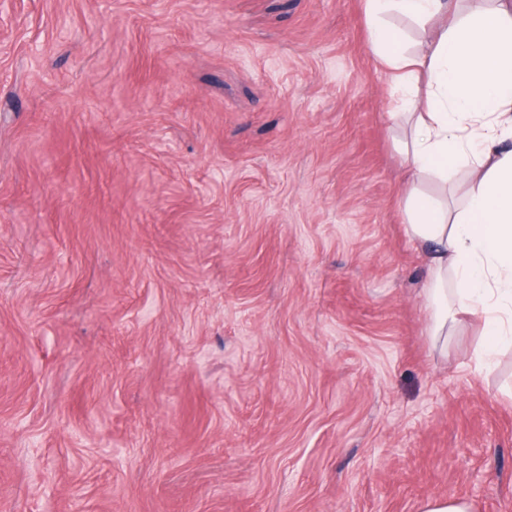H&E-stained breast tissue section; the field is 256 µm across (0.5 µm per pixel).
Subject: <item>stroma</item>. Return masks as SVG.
Wrapping results in <instances>:
<instances>
[{"mask_svg": "<svg viewBox=\"0 0 512 512\" xmlns=\"http://www.w3.org/2000/svg\"><path fill=\"white\" fill-rule=\"evenodd\" d=\"M363 0H0V512H512V350L431 341ZM471 505L463 500L431 498L425 501L420 512H471Z\"/></svg>", "mask_w": 512, "mask_h": 512, "instance_id": "35a3bbf8", "label": "stroma"}]
</instances>
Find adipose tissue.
<instances>
[{
    "mask_svg": "<svg viewBox=\"0 0 512 512\" xmlns=\"http://www.w3.org/2000/svg\"><path fill=\"white\" fill-rule=\"evenodd\" d=\"M495 2L464 14L456 0H365L368 43L413 121L402 204L406 235L426 260L428 333L447 341L480 315L486 365L512 342V0ZM391 16L422 25L418 50L388 27ZM459 169L470 190L452 213L422 186Z\"/></svg>",
    "mask_w": 512,
    "mask_h": 512,
    "instance_id": "ef3b65f1",
    "label": "adipose tissue"
}]
</instances>
